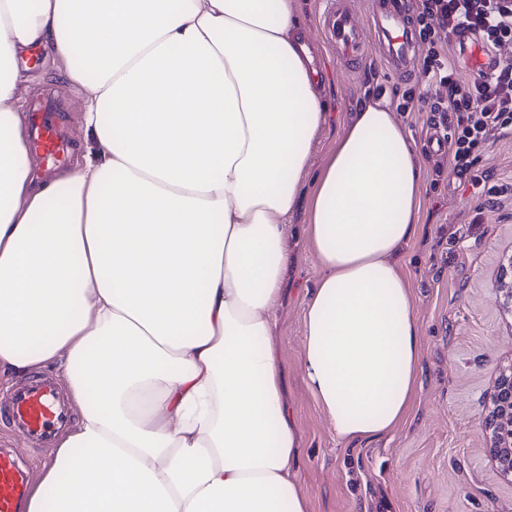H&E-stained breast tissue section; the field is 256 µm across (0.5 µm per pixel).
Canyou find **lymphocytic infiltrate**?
<instances>
[{"label": "lymphocytic infiltrate", "mask_w": 512, "mask_h": 512, "mask_svg": "<svg viewBox=\"0 0 512 512\" xmlns=\"http://www.w3.org/2000/svg\"><path fill=\"white\" fill-rule=\"evenodd\" d=\"M414 23L427 46L421 68L435 89L426 99L428 123L449 143L446 162L433 166L436 181L449 171L474 197L511 194L512 184H495L480 163L490 140L512 136V59L465 82L448 45L464 31L488 49L511 43L512 0H417Z\"/></svg>", "instance_id": "f902f5d3"}]
</instances>
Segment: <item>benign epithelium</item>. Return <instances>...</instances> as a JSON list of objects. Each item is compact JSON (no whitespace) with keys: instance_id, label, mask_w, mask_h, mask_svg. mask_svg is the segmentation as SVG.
<instances>
[{"instance_id":"7a95c632","label":"benign epithelium","mask_w":512,"mask_h":512,"mask_svg":"<svg viewBox=\"0 0 512 512\" xmlns=\"http://www.w3.org/2000/svg\"><path fill=\"white\" fill-rule=\"evenodd\" d=\"M503 309L512 314V253L505 256L497 280ZM489 451L500 472L512 477V365L497 372L492 408L485 424Z\"/></svg>"}]
</instances>
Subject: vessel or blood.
<instances>
[{"mask_svg":"<svg viewBox=\"0 0 512 512\" xmlns=\"http://www.w3.org/2000/svg\"><path fill=\"white\" fill-rule=\"evenodd\" d=\"M322 26L336 55L338 68L360 67L368 38L377 37L380 57L387 70L400 78L413 74L416 29L411 22L412 0H366L369 25H361L350 0H328ZM472 71H492L496 56L484 49L473 35L459 37ZM32 152L58 162L67 154L52 111L41 107L32 118ZM72 420L54 383L41 374L0 398V425L13 428L37 447L51 445L55 435ZM29 492V475L15 454L0 448V512H24Z\"/></svg>","mask_w":512,"mask_h":512,"instance_id":"b4317fda","label":"vessel or blood"}]
</instances>
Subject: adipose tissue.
Returning <instances> with one entry per match:
<instances>
[{
    "label": "adipose tissue",
    "mask_w": 512,
    "mask_h": 512,
    "mask_svg": "<svg viewBox=\"0 0 512 512\" xmlns=\"http://www.w3.org/2000/svg\"><path fill=\"white\" fill-rule=\"evenodd\" d=\"M35 46L88 89L94 144L40 182L15 108ZM302 50L293 0H0V376L61 361L79 414L29 512H308L273 335L324 120ZM422 174L368 103L309 199L301 366L346 446L415 402Z\"/></svg>",
    "instance_id": "adipose-tissue-1"
}]
</instances>
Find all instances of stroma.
Here are the masks:
<instances>
[{"instance_id": "stroma-1", "label": "stroma", "mask_w": 512, "mask_h": 512, "mask_svg": "<svg viewBox=\"0 0 512 512\" xmlns=\"http://www.w3.org/2000/svg\"><path fill=\"white\" fill-rule=\"evenodd\" d=\"M297 6L313 63L328 71L316 85L326 113L310 151L314 175L352 113L374 100L376 86L390 93L422 91L427 78L420 71L407 80L391 75L372 43L362 69L337 71L320 25L321 0H297ZM26 66L30 79L19 112L53 102L73 144L59 166L44 169L30 158L31 169L47 179L71 171L87 149L85 91L69 85L62 61L45 49L28 53ZM306 221L301 206L286 226L293 262L276 312L275 342L284 402L302 432L296 474L309 512H512V480L491 462L484 428L495 375L512 365V315L502 309L494 288L500 260L512 252V196L488 204L453 182L423 184L416 235L401 254L414 293L420 387L405 423L360 448L337 443L303 380V311L318 276L302 233Z\"/></svg>"}]
</instances>
